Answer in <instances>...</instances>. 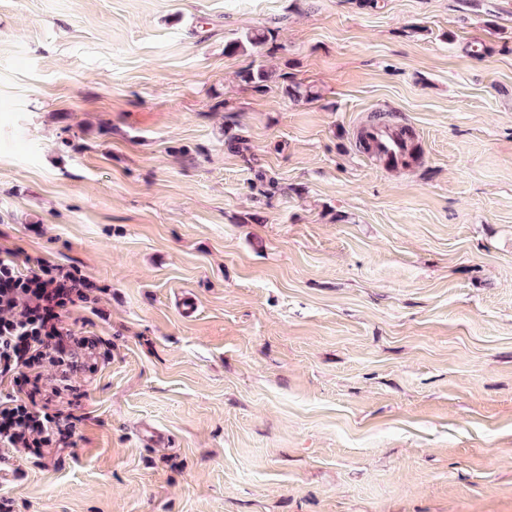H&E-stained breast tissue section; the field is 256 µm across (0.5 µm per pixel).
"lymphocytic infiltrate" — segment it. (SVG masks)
<instances>
[{"mask_svg": "<svg viewBox=\"0 0 512 512\" xmlns=\"http://www.w3.org/2000/svg\"><path fill=\"white\" fill-rule=\"evenodd\" d=\"M0 256V454L42 465L76 447L85 380L112 358V340L79 327L73 310L100 316V289L80 269L42 257Z\"/></svg>", "mask_w": 512, "mask_h": 512, "instance_id": "1", "label": "lymphocytic infiltrate"}]
</instances>
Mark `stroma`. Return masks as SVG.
I'll use <instances>...</instances> for the list:
<instances>
[{"label": "stroma", "mask_w": 512, "mask_h": 512, "mask_svg": "<svg viewBox=\"0 0 512 512\" xmlns=\"http://www.w3.org/2000/svg\"><path fill=\"white\" fill-rule=\"evenodd\" d=\"M471 1L0 0V252L112 339L19 512H512V0ZM271 38L269 31L256 30L248 33L244 38L236 39L225 45V51L244 52L248 50L257 51L258 48L265 45ZM374 147L393 159L399 158L402 153L401 137L395 131L384 128H376L370 132Z\"/></svg>", "instance_id": "stroma-1"}]
</instances>
